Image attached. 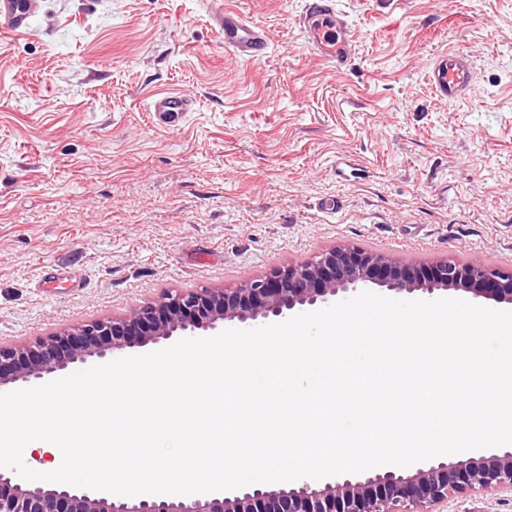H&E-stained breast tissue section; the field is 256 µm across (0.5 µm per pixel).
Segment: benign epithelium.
Masks as SVG:
<instances>
[{
    "label": "benign epithelium",
    "instance_id": "7a95c632",
    "mask_svg": "<svg viewBox=\"0 0 512 512\" xmlns=\"http://www.w3.org/2000/svg\"><path fill=\"white\" fill-rule=\"evenodd\" d=\"M366 284L397 295L429 298L455 291L512 304V267L489 269L449 259L430 266L398 265L381 252L339 247L306 263L274 268L263 278H246L230 290L167 291L156 302L112 319L0 344V388L41 383L77 363L111 360L199 331L219 332L227 323L251 327L285 320L331 305ZM469 492L512 493V448L478 458L443 455L406 471L382 468L248 485L222 498L160 494L138 502L90 496L67 484L28 481L0 469V512H439L450 497Z\"/></svg>",
    "mask_w": 512,
    "mask_h": 512
}]
</instances>
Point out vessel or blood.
<instances>
[{
  "mask_svg": "<svg viewBox=\"0 0 512 512\" xmlns=\"http://www.w3.org/2000/svg\"><path fill=\"white\" fill-rule=\"evenodd\" d=\"M41 4L42 0H0V32L30 33ZM207 5L215 27L223 36L225 49L251 62L263 58L269 41L261 27L242 14L225 8L224 0H207ZM299 26L317 57L339 70L351 62L353 36L346 17L337 10L335 0H307L299 17ZM472 80V62L460 51L443 52L430 70L435 94L448 100L463 97ZM193 107V97L184 92L156 93L149 102L150 112L166 127L179 125Z\"/></svg>",
  "mask_w": 512,
  "mask_h": 512,
  "instance_id": "obj_1",
  "label": "vessel or blood"
}]
</instances>
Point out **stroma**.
I'll return each mask as SVG.
<instances>
[{"label":"stroma","instance_id":"1","mask_svg":"<svg viewBox=\"0 0 512 512\" xmlns=\"http://www.w3.org/2000/svg\"><path fill=\"white\" fill-rule=\"evenodd\" d=\"M271 40L226 51L205 0H43L0 34V342L107 319L167 288H233L354 245L401 265H512V0H336L338 70L305 0H226ZM472 56L460 99L436 55ZM194 99L158 126L151 94ZM81 287L40 288L41 266ZM299 26L317 57L340 70L352 60L353 36L334 0H308ZM472 80V62L460 51H444L434 61L430 70V81L435 94L448 100L463 97Z\"/></svg>","mask_w":512,"mask_h":512}]
</instances>
